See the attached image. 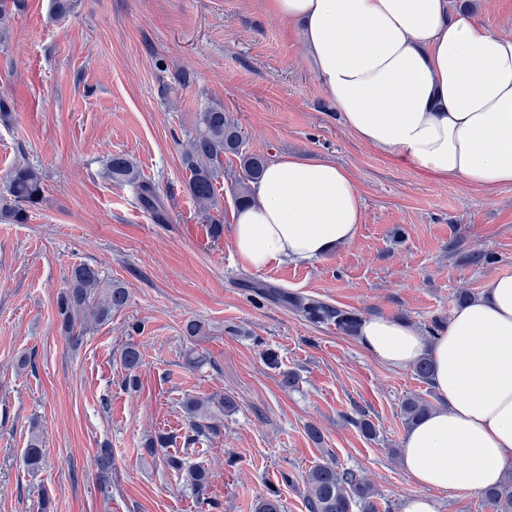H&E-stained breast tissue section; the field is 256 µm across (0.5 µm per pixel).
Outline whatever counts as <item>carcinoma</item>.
<instances>
[{
    "label": "carcinoma",
    "mask_w": 512,
    "mask_h": 512,
    "mask_svg": "<svg viewBox=\"0 0 512 512\" xmlns=\"http://www.w3.org/2000/svg\"><path fill=\"white\" fill-rule=\"evenodd\" d=\"M239 158L242 173L232 186L237 206L252 198L251 184L262 176L268 159L262 154L249 153L244 149L241 128L224 112V107L208 105L197 116L194 134L184 151V165L189 170L188 189L199 212L211 225V235L218 237L224 231V217H215L217 209L216 184L224 171V155ZM108 177L120 182L139 185L140 204L156 217L163 216V205L154 187L141 179V173L125 154L112 155L106 165ZM41 173L30 165H19L10 173L4 192L0 194V222L24 224L28 210L42 200ZM128 289L120 282L102 277L97 266L87 263L71 267L67 287L57 298L61 316V329L74 344L81 340L82 328L90 323H104L112 312L125 308L129 302ZM291 307L306 321L336 327V330L354 335L360 318L352 311L329 305L319 299L301 296L288 298ZM122 367L127 371V382L137 381L136 372L142 364L139 349L131 344L120 354ZM235 403L229 398H190L185 409L190 417L191 435L187 441L194 443L208 433H220L217 424L210 422L214 411L232 410ZM433 410V405L422 397H409L402 403L401 411L407 426ZM44 450L40 439L32 438L25 449L27 466L35 469L42 463ZM95 465L101 484L109 481L112 473V449L100 448ZM186 480L195 491L201 493L209 482L208 471L196 466L187 470ZM306 508L308 512H379L377 495L372 484L352 470L335 465H317L306 474ZM491 512H512V474L483 492Z\"/></svg>",
    "instance_id": "cac0c4a2"
}]
</instances>
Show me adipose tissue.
<instances>
[{
    "label": "adipose tissue",
    "instance_id": "adipose-tissue-1",
    "mask_svg": "<svg viewBox=\"0 0 512 512\" xmlns=\"http://www.w3.org/2000/svg\"><path fill=\"white\" fill-rule=\"evenodd\" d=\"M298 26L308 61L359 140L468 185L512 183V36L449 13L448 0H266ZM234 217L240 259L307 262L353 242L362 202L332 162L284 157ZM359 340L382 364L433 365L441 408L412 426L402 466L424 488L404 512H434L431 490L480 492L512 465V274L493 278L432 339L406 321L363 320Z\"/></svg>",
    "mask_w": 512,
    "mask_h": 512
}]
</instances>
